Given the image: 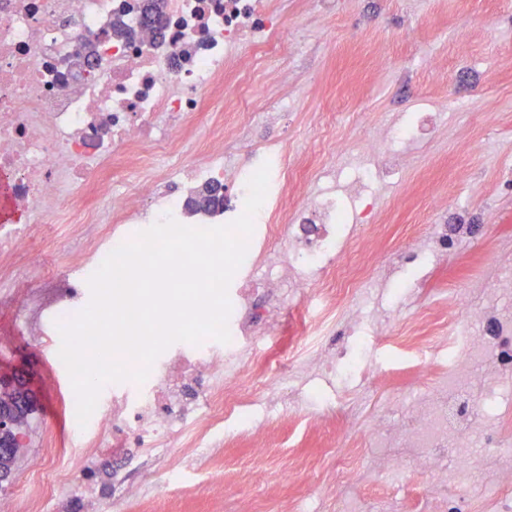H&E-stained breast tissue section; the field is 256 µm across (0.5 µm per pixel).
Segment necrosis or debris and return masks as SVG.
I'll use <instances>...</instances> for the list:
<instances>
[{
	"instance_id": "1",
	"label": "necrosis or debris",
	"mask_w": 512,
	"mask_h": 512,
	"mask_svg": "<svg viewBox=\"0 0 512 512\" xmlns=\"http://www.w3.org/2000/svg\"><path fill=\"white\" fill-rule=\"evenodd\" d=\"M142 0H0V174L9 177L7 204L28 226H0V278L20 296L25 327L45 336L47 324L68 323L86 302L76 283L55 271L49 255L32 252L30 225L44 224L70 240L78 268L99 267L117 244L132 241L141 224L165 218L191 227L227 224L243 211L252 168L229 151L238 129L208 105L224 98L229 66L239 76L288 45V30L269 0H164L165 27L142 25ZM202 162H192L197 149ZM372 164L360 167L348 199L316 189L300 205L288 203L280 155L258 151L270 166L265 198L273 219L255 225L246 256L228 289L230 340L172 344L143 383L113 384L81 428L84 478L63 489L67 512H97L108 495L93 473L128 498L143 497L127 473L157 461L154 473L178 480L197 449L226 440L251 442L267 453L250 419L307 402L294 381L316 374L374 385L397 368H441L437 384L404 407V425L379 417L368 441L383 449L381 470L394 481L415 470L436 475L422 494L425 512H461L457 486L479 468L475 441L499 460H512L502 440L497 379L512 365V275L495 274L486 306H460L448 334L425 360L390 362L376 346L412 347L432 323L385 322L354 301L366 276L392 265H419L426 255L448 257L468 227L433 224L393 260L368 267L352 260L358 218L375 215L377 189L395 175L380 138L362 145ZM201 185L224 196L222 209L191 213L185 201ZM310 296L316 307L311 337L289 361L267 342L281 327L289 300ZM345 308L357 339L353 358L323 349L321 338ZM485 372L473 376L474 364Z\"/></svg>"
}]
</instances>
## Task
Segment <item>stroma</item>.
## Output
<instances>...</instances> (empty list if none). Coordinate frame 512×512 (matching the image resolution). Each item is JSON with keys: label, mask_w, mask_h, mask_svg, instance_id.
<instances>
[{"label": "stroma", "mask_w": 512, "mask_h": 512, "mask_svg": "<svg viewBox=\"0 0 512 512\" xmlns=\"http://www.w3.org/2000/svg\"><path fill=\"white\" fill-rule=\"evenodd\" d=\"M335 3V10L320 12L313 0H272L292 45L267 55L262 74L244 82L234 104L224 106L225 126L241 130L231 150L243 159L258 140L276 142L315 173L334 139L381 136L388 127L410 126L418 116L433 114L439 125L434 139L395 149L402 163L383 195L384 231L353 249L366 262L371 251L408 247L410 225L436 223L431 207L439 196L463 208L451 223L479 230L457 257L435 263L424 284L415 282L417 269L396 268L369 282L364 299L372 311L400 321L420 319L427 308L454 315L463 299L481 306L487 295L474 286V277L489 268H512V0ZM267 71L280 72L283 82L268 87ZM281 95L290 111L263 123L262 114ZM17 316L14 310L0 313V367H15L31 380L38 410L9 480L0 483V512H29L26 486L34 457H43L47 472L74 480L84 452L76 417L64 407L51 372L60 363L61 339L36 341L18 326ZM418 383L417 372L405 371L364 391L339 388V399L357 401L362 416H326L311 430L299 431L297 409L271 420L262 461L273 478L268 486L248 474V443L227 442L223 453L203 459L198 473L167 492L165 512H228L207 479L217 470L232 478L227 495L244 499L251 512H297L303 502L310 512H334L337 498L349 491L336 468L348 427L362 426L387 403L400 416ZM49 436L62 446L45 455L40 445ZM284 468L294 472L287 484L275 480ZM458 494L467 512H502L512 503V483L495 480L489 465Z\"/></svg>", "instance_id": "obj_1"}]
</instances>
